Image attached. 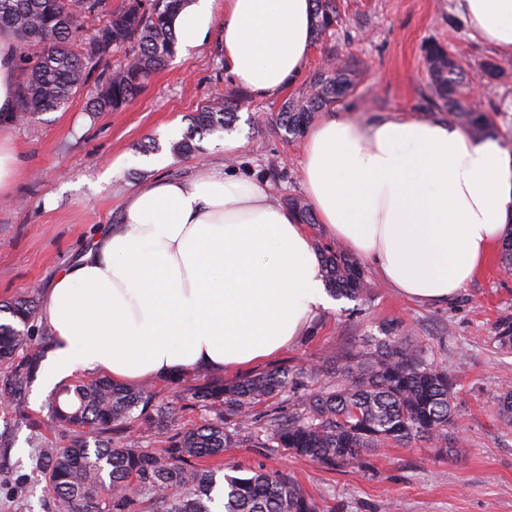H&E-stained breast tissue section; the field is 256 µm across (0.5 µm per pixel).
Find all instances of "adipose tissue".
<instances>
[{
	"instance_id": "adipose-tissue-1",
	"label": "adipose tissue",
	"mask_w": 512,
	"mask_h": 512,
	"mask_svg": "<svg viewBox=\"0 0 512 512\" xmlns=\"http://www.w3.org/2000/svg\"><path fill=\"white\" fill-rule=\"evenodd\" d=\"M458 4L485 43L512 54V0ZM215 28L233 82L265 98L303 71L313 4L193 0L175 21L184 49ZM17 55L15 37L0 32L6 115L18 110ZM300 173L328 236L419 304L458 295L512 232V153L442 120L361 126L322 115ZM327 305L310 237L267 183L204 167L129 191L121 224L56 273L41 323L53 338L52 377L80 368L129 384L270 360Z\"/></svg>"
}]
</instances>
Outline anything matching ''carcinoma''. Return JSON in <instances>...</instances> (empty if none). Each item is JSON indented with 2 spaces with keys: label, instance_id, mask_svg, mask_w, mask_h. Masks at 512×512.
I'll return each mask as SVG.
<instances>
[{
  "label": "carcinoma",
  "instance_id": "carcinoma-1",
  "mask_svg": "<svg viewBox=\"0 0 512 512\" xmlns=\"http://www.w3.org/2000/svg\"><path fill=\"white\" fill-rule=\"evenodd\" d=\"M191 0H121L113 10L102 0H0V30L10 31L20 51L19 112L12 122L54 112L87 92L92 112L130 104L149 77L176 53V17ZM315 39L339 24L337 0H312ZM89 35H84V31ZM126 63L105 68L112 52ZM429 101L469 134L493 138L496 126L466 102L471 78L448 45L425 46ZM491 84L508 76L512 63L489 58L478 64ZM360 71L327 65L303 92L284 104L279 124L303 137L315 113L354 96ZM240 106L233 92H216L192 117L175 155L203 151L208 136L231 130ZM301 223L314 224L308 203L285 199ZM325 286L336 299L357 301L370 284L344 247L318 246ZM18 326L0 324V395L21 402L41 369L52 338L38 326L36 292L1 302ZM345 357L341 372L325 381L315 367H286L226 382L207 377L180 391L185 407L206 417L189 428L174 424V411L158 400L154 381L138 389L108 379L77 380L47 400L51 429L67 434L63 447L38 450V469L49 490L48 512H319L298 483L279 472L249 477L210 468L224 450L242 441L283 448L323 466H360L389 443L423 439L436 456L448 452L456 426L455 383L433 347L390 325ZM278 397L288 412L269 405ZM501 420L512 425V391L499 396Z\"/></svg>",
  "mask_w": 512,
  "mask_h": 512
}]
</instances>
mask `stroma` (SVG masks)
Masks as SVG:
<instances>
[{
	"mask_svg": "<svg viewBox=\"0 0 512 512\" xmlns=\"http://www.w3.org/2000/svg\"><path fill=\"white\" fill-rule=\"evenodd\" d=\"M337 3L342 21L326 41L313 42L302 75L267 98L241 91L233 130L205 138L200 154L179 157L170 144L187 131L215 89L234 88L215 31L201 46L177 51L120 111H89L81 94L64 109L9 124L21 176L12 193L0 195V302L45 291L55 272L83 254L98 233L120 224L125 193L158 175L188 178L198 167L229 163L241 174L267 179L276 201L303 195L304 141L285 134L278 113L324 57L362 69L358 92L365 110H357L351 99L337 111L368 123L395 111L447 119V112L426 101V43L450 44L473 65L495 54L473 36L456 0ZM468 101L491 109L499 144L512 150V75L483 86ZM366 276L371 291L365 298L334 302L314 319L308 336L238 375L313 366L332 376L365 337L378 335L382 324L398 325L432 345L457 383L459 426L448 432L449 453L433 456L421 441L393 444L362 466L332 471L277 448L244 443L226 449L225 467L241 477L257 470L284 472L323 512H512V428L496 414L499 395L512 391V348L495 340L497 324L512 320V274L502 272L499 252H492L458 295L440 304L411 302L374 271ZM49 396L41 373L19 407L0 410V434L10 443L0 475V512L46 510L37 450L48 441L66 443L61 435L39 434L32 427L45 418Z\"/></svg>",
	"mask_w": 512,
	"mask_h": 512,
	"instance_id": "35a3bbf8",
	"label": "stroma"
}]
</instances>
